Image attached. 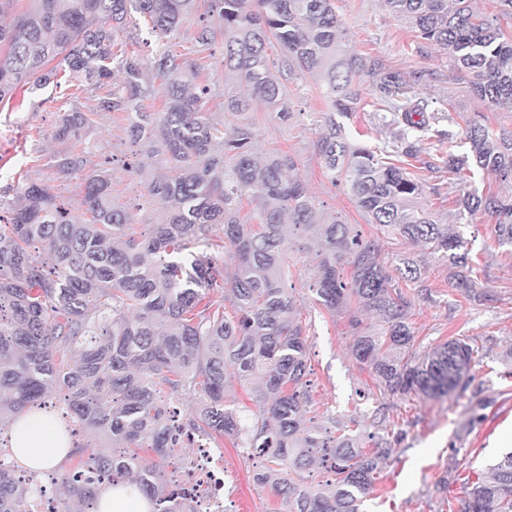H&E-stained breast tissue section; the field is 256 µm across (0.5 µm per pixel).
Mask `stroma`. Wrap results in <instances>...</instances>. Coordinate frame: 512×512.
Instances as JSON below:
<instances>
[{
	"label": "stroma",
	"mask_w": 512,
	"mask_h": 512,
	"mask_svg": "<svg viewBox=\"0 0 512 512\" xmlns=\"http://www.w3.org/2000/svg\"><path fill=\"white\" fill-rule=\"evenodd\" d=\"M336 7L347 49L406 77L424 73L417 91L433 108L447 110L454 134L452 140L422 151L413 173L423 187L418 205L440 223L452 225L466 240L475 295L468 299L449 288L447 267L426 254L422 286L427 295L415 299L409 317L424 343L468 336L481 348L482 358L464 390L451 398L394 400V419L403 438L395 444L373 495L363 505V512H442L444 502L458 503L468 482L485 476L490 465L512 451V252L497 245L489 217L468 214L457 206L465 192L507 198L512 196V186L488 182L478 170L469 176L451 175L442 159L466 154L465 131L474 113H483L487 125L499 132L512 131V112L494 111L477 99L447 51L417 39L382 0H336ZM117 40L144 67H151L156 45L143 18L132 16ZM287 87L296 119L283 122L261 109L251 114L260 133L258 152L279 149L288 154L324 218L335 217L356 225L364 236L375 235L347 190L332 183L314 150L317 128L303 115L326 111L320 81L297 72ZM102 96L94 87L77 93L64 83L41 94L21 87L10 103L0 104V199L15 201L19 189L37 181L58 200L69 203L73 219L86 221L90 215L80 204L83 186L88 177L105 173L111 178L114 202L126 212L135 231L162 222L160 205L149 197L144 178L132 170L137 148L130 142L126 116L103 111ZM72 107L87 114L89 126L80 140L53 139L60 110ZM69 150L83 154V168L70 176L57 174L53 157ZM314 265V250L291 244L285 282L295 288L300 319L308 330L313 423L323 426L332 417L342 428L356 415L361 431L368 432L377 406L369 393L372 380L351 355L352 336L345 315L328 313L309 292L307 282ZM224 466L233 477L225 491L235 502V512H280L281 501L271 488L254 481L258 461L228 442ZM443 478L448 481L444 492L439 489Z\"/></svg>",
	"instance_id": "35a3bbf8"
}]
</instances>
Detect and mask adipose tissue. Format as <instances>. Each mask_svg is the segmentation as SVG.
I'll return each mask as SVG.
<instances>
[{"label":"adipose tissue","mask_w":512,"mask_h":512,"mask_svg":"<svg viewBox=\"0 0 512 512\" xmlns=\"http://www.w3.org/2000/svg\"><path fill=\"white\" fill-rule=\"evenodd\" d=\"M9 450L14 461L39 474L50 473L68 453L70 438L57 415L31 410L10 428Z\"/></svg>","instance_id":"ef3b65f1"}]
</instances>
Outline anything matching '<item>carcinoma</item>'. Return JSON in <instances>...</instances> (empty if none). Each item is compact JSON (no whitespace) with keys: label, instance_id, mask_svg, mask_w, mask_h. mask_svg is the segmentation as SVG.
I'll return each instance as SVG.
<instances>
[{"label":"carcinoma","instance_id":"carcinoma-1","mask_svg":"<svg viewBox=\"0 0 512 512\" xmlns=\"http://www.w3.org/2000/svg\"><path fill=\"white\" fill-rule=\"evenodd\" d=\"M416 37L448 51L471 76L470 89L498 110L512 112V0H499L501 16L487 17L471 0H383ZM12 22L0 24V102L18 86L36 92L68 74L76 89H105L101 107L128 116L130 140L149 159L167 163L166 174L147 181L166 217L145 234L130 230L112 202L111 179L86 180L81 205L88 223L36 181L17 201L0 200V427L24 411L60 398L83 431L107 438L87 444L76 471L61 477L88 512L103 486L136 487L158 512H186L182 497L159 481V468L137 465L147 448L160 460L177 456L178 411L162 404L161 391L199 396L188 427L224 445V438L264 458L255 475L271 486L284 512H362L375 475L392 453L391 442L371 434L337 436L304 425L308 344L296 318V298L286 287L284 226L320 242L308 285L332 314L347 315L352 354L374 385L379 405L373 425L392 427L389 397L440 399L464 387L479 360L468 338L423 345L409 321L408 289L420 287L417 260L399 255L394 270L381 259L387 240L429 248L450 270L448 284L472 297L465 241L416 205L420 182L391 157H412L432 138L439 121L428 113L410 79L381 71L378 62L347 52L335 0H28ZM136 13L159 38L197 17L188 52L156 49L155 74L113 51L119 31ZM224 37V76L244 93L224 89V116L209 112L210 88L197 80L204 59ZM279 46L288 67L317 75L329 111L318 120L315 150L332 182L342 183L367 214L377 235L365 238L353 224L318 221L312 198L295 175V162L279 150L257 155L258 128L248 114L261 107L281 121L303 116L288 107L285 84L272 72L269 51ZM121 74L118 83L111 82ZM370 87L378 123L398 128L394 145L357 146L347 130L364 86ZM161 95L163 107L145 112L141 102ZM89 125L77 109L62 113L58 140L76 139ZM465 139L471 158L488 177L512 182V132L494 133L475 115ZM84 157L65 152L53 167L63 174L83 168ZM254 212L240 217L243 197ZM463 207L497 218L495 239L512 248V199L467 193ZM228 245L235 274L224 278L216 252ZM349 278L341 276L342 267ZM376 313L380 328L363 325L359 309ZM251 388L258 412L243 419L226 407L227 370ZM324 469L317 487L305 474ZM22 467L0 462V512H28L33 484ZM459 512H512V452L490 475L464 489Z\"/></svg>","mask_w":512,"mask_h":512}]
</instances>
